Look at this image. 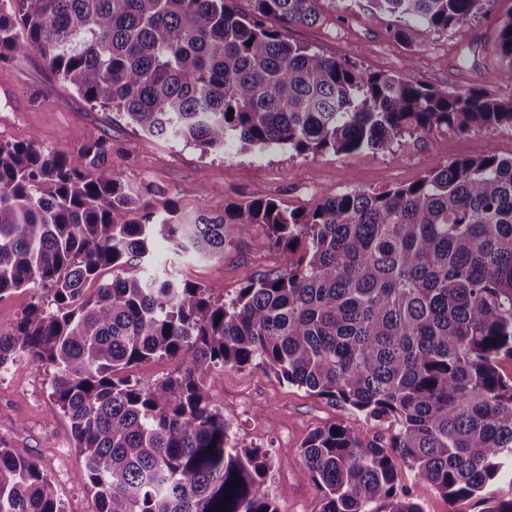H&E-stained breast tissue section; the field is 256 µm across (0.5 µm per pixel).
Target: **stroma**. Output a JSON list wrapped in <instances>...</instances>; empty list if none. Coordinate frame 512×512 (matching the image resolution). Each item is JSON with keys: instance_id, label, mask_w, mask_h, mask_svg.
Masks as SVG:
<instances>
[{"instance_id": "obj_1", "label": "stroma", "mask_w": 512, "mask_h": 512, "mask_svg": "<svg viewBox=\"0 0 512 512\" xmlns=\"http://www.w3.org/2000/svg\"><path fill=\"white\" fill-rule=\"evenodd\" d=\"M510 15L512 0H486L476 16L432 35L415 55L392 38L388 17L369 10L366 0H326L319 24L288 26L281 34L328 57H354L372 71L408 72L443 89L494 92L500 65L496 27ZM468 48L476 51V67L460 62ZM101 137L111 139L117 152L115 176L120 182L133 188L159 186L186 212H219L255 198L310 211L349 189L378 192L410 185L443 159L478 157L490 150L512 157V129L494 126L466 134L441 127L424 139H404L385 153L299 155L281 147L205 153L180 139L147 138L116 113L90 105L38 52L0 62V141L33 140L68 155ZM237 238V248L220 259H179L165 240L155 239L154 265L133 273L145 277L166 266L179 280L229 292L281 266V257L266 246L263 225H239ZM214 377V402L233 422L236 443L265 450L271 461L267 486L280 512L319 510L320 491L298 476L301 444L312 430L340 420L365 435L378 431L388 436L399 429L395 419L374 425L362 412L277 380L261 367H227ZM50 379L49 368L23 358L0 373V437L29 448L34 462L50 476L65 512H97L92 494L77 477L81 459L70 446L69 422L52 410Z\"/></svg>"}]
</instances>
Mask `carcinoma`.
Returning <instances> with one entry per match:
<instances>
[{
	"instance_id": "1",
	"label": "carcinoma",
	"mask_w": 512,
	"mask_h": 512,
	"mask_svg": "<svg viewBox=\"0 0 512 512\" xmlns=\"http://www.w3.org/2000/svg\"><path fill=\"white\" fill-rule=\"evenodd\" d=\"M319 2L253 0L250 19L227 0H0V62L36 50L87 103L204 152H387L441 126L512 128V15L498 25L503 93L454 92L262 24L313 26ZM368 2L415 55L485 0ZM114 164L108 138L70 155L0 141V298L36 291L0 327V369L19 356L51 367L97 512H280L267 453L235 445L213 403L214 369L253 366L400 425L389 438L342 421L310 434L300 478L322 492L320 512H424L398 485L401 463L451 512H512V375L500 371L512 360V158L439 162L409 186L347 190L308 213L253 199L191 216L161 188L121 183ZM239 224L264 225L283 266L228 299L168 272L127 274L149 262L155 233L178 257L222 258ZM165 357L177 367L152 386L119 376ZM0 512H63L28 449L2 438Z\"/></svg>"
}]
</instances>
